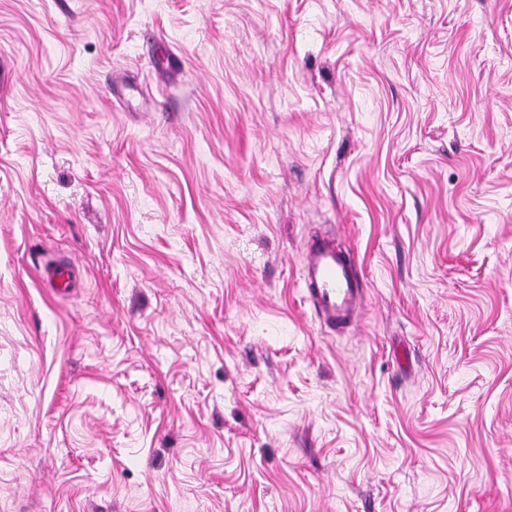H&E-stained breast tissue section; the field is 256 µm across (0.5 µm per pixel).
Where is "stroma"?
<instances>
[{
	"instance_id": "1",
	"label": "stroma",
	"mask_w": 512,
	"mask_h": 512,
	"mask_svg": "<svg viewBox=\"0 0 512 512\" xmlns=\"http://www.w3.org/2000/svg\"><path fill=\"white\" fill-rule=\"evenodd\" d=\"M0 512H512V0H0ZM302 271L306 299L324 326L336 331L357 321L368 292L350 247L317 238L307 244Z\"/></svg>"
}]
</instances>
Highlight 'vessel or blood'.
I'll use <instances>...</instances> for the list:
<instances>
[{
  "label": "vessel or blood",
  "mask_w": 512,
  "mask_h": 512,
  "mask_svg": "<svg viewBox=\"0 0 512 512\" xmlns=\"http://www.w3.org/2000/svg\"><path fill=\"white\" fill-rule=\"evenodd\" d=\"M307 301L329 329L355 323L368 302V292L354 252L328 238L308 244L302 260Z\"/></svg>",
  "instance_id": "vessel-or-blood-1"
}]
</instances>
